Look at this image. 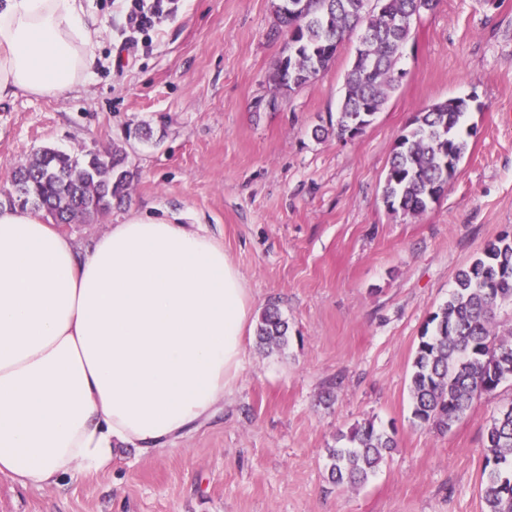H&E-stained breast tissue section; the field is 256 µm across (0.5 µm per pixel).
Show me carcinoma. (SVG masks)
Instances as JSON below:
<instances>
[{
    "instance_id": "obj_1",
    "label": "carcinoma",
    "mask_w": 512,
    "mask_h": 512,
    "mask_svg": "<svg viewBox=\"0 0 512 512\" xmlns=\"http://www.w3.org/2000/svg\"><path fill=\"white\" fill-rule=\"evenodd\" d=\"M436 0H277V29L289 35L288 53L270 81L279 92L303 87L334 62L342 44L356 41L355 56L342 88L334 131L364 130L399 85L400 49L412 23ZM464 98L436 102L416 113L397 139L385 176L383 196L394 211L423 215L444 195L468 142L461 119ZM134 178L127 144L71 154L44 147L11 174L10 206L42 211L56 224L102 218L112 202H123ZM512 233L488 242L482 255L456 278L448 301L432 313L414 353L409 392L412 415L422 426L449 430L485 394L512 380ZM262 347L288 343V322L275 307L256 325ZM342 444L329 449L332 481L354 488L374 476L395 438L368 420L355 425ZM483 512H512V405L485 427Z\"/></svg>"
}]
</instances>
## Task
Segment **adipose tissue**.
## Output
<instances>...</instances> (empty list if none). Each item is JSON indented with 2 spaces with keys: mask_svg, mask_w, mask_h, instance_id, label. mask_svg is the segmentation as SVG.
Listing matches in <instances>:
<instances>
[{
  "mask_svg": "<svg viewBox=\"0 0 512 512\" xmlns=\"http://www.w3.org/2000/svg\"><path fill=\"white\" fill-rule=\"evenodd\" d=\"M100 36L84 0H0V101L72 92ZM251 320L203 225L133 215L84 244L0 207V473L51 486L166 447L233 391Z\"/></svg>",
  "mask_w": 512,
  "mask_h": 512,
  "instance_id": "ef3b65f1",
  "label": "adipose tissue"
}]
</instances>
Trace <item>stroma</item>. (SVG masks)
Returning <instances> with one entry per match:
<instances>
[{"label":"stroma","instance_id":"1","mask_svg":"<svg viewBox=\"0 0 512 512\" xmlns=\"http://www.w3.org/2000/svg\"><path fill=\"white\" fill-rule=\"evenodd\" d=\"M102 31L90 78L66 95L0 102V202L39 149L101 150L127 128L136 170L104 220L64 225L86 242L132 213L202 224L224 243L255 312L274 306L288 344L247 334L237 385L164 448L122 445L110 466L59 486L0 474V512H482L483 433L512 382L445 433L417 425L409 376L418 336L457 271L512 233V0H438L414 21L403 78L353 137L315 139L336 118L354 53L281 94L273 0H180L150 46L127 39L123 0H87ZM467 99L469 147L421 217L382 188L397 136L422 108ZM371 419L395 450L364 486L328 476L338 433Z\"/></svg>","mask_w":512,"mask_h":512}]
</instances>
